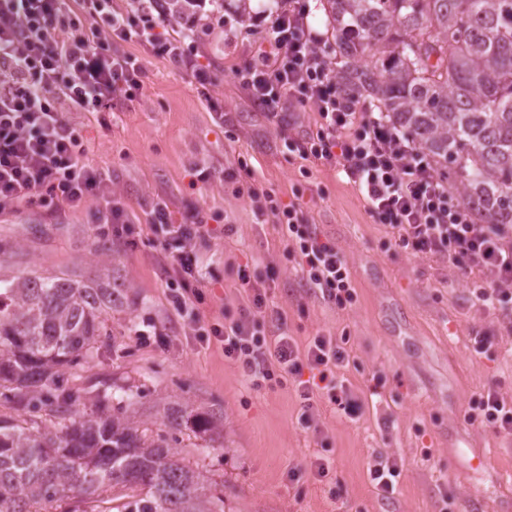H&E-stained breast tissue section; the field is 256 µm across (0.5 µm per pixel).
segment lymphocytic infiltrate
Masks as SVG:
<instances>
[{"mask_svg": "<svg viewBox=\"0 0 512 512\" xmlns=\"http://www.w3.org/2000/svg\"><path fill=\"white\" fill-rule=\"evenodd\" d=\"M309 14L306 0H288L268 31L273 56L240 72L254 103L273 118L287 103L313 108L320 118L317 132L289 139V151L344 173L377 223L391 229L397 246L442 259L461 275L478 274L472 288L476 303L511 318L512 225L477 222L447 175L437 172L384 113L344 93ZM188 38V32L169 26L157 0H133L126 11L115 9L112 0H0V214L24 206L62 213L91 205L98 223L121 235L130 213L107 172L87 159L69 115L108 112L114 98L131 100L140 93L146 68L142 58L122 51L127 42L191 71L200 86L211 85L208 70L185 51ZM247 196L284 229L305 285L346 307L353 299L347 259L321 238L301 205L282 204L255 186ZM149 222L160 236L157 262L170 302L188 318L193 335L223 339L225 359L237 364L253 387L292 382L303 430L317 431L324 400L348 417L361 413V397L336 380L349 362L345 339L319 334L299 348L285 317L269 307L265 289L244 267L239 280L247 304L223 324H207L199 311L204 294L190 247L203 227L198 212L177 224L167 202L157 201ZM471 408L482 423L512 433V401L495 386L484 387Z\"/></svg>", "mask_w": 512, "mask_h": 512, "instance_id": "f902f5d3", "label": "lymphocytic infiltrate"}]
</instances>
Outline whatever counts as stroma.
<instances>
[{"label":"stroma","mask_w":512,"mask_h":512,"mask_svg":"<svg viewBox=\"0 0 512 512\" xmlns=\"http://www.w3.org/2000/svg\"><path fill=\"white\" fill-rule=\"evenodd\" d=\"M251 5L244 22L213 0L193 23L169 19L175 28L192 26L186 49L209 67V91L190 72L128 42L125 52L146 59L141 94L116 99L109 112L72 113L88 158L111 175L134 216L130 233L101 235L90 206L57 216L23 207L0 216L4 271H67L90 280L108 269L129 293L97 356L60 378L75 416L95 413L93 396L115 383L144 386L133 411L149 427L169 400L222 415V439L205 444L184 435L178 452L205 475L223 477L224 512H512V434L468 418L471 399L485 386L512 399V334L492 354L475 355L472 336L499 324L478 308L470 279L443 260L396 246L334 166L288 151L296 129L271 121L236 79L267 49L281 9L276 0ZM201 168L214 179L199 181ZM251 183L282 203H301L322 238L342 250L355 291L351 306L338 309L319 290L301 288L281 226L256 217L249 200L234 193ZM159 196L174 220L197 209L211 227L193 242L206 319L237 315L246 300L238 270L248 266L299 346L320 331L347 338L350 363L337 379L362 394L358 420L324 403L320 434L303 431L292 385L253 389L225 360L222 342L188 333L169 303L148 222ZM380 454L401 469L387 499L369 475ZM319 455L331 461L322 482L307 468Z\"/></svg>","instance_id":"stroma-1"}]
</instances>
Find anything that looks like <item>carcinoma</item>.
I'll return each mask as SVG.
<instances>
[{
	"mask_svg": "<svg viewBox=\"0 0 512 512\" xmlns=\"http://www.w3.org/2000/svg\"><path fill=\"white\" fill-rule=\"evenodd\" d=\"M172 14L206 0H165ZM336 80L387 114L484 224H512V0H323ZM376 61L368 66L364 59ZM128 303L112 274L0 273V389L53 429L0 416V512H224V482L177 458L179 435H223L187 402L156 429L129 414L122 386L95 416H73L62 371L93 359L112 311Z\"/></svg>",
	"mask_w": 512,
	"mask_h": 512,
	"instance_id": "carcinoma-1",
	"label": "carcinoma"
}]
</instances>
